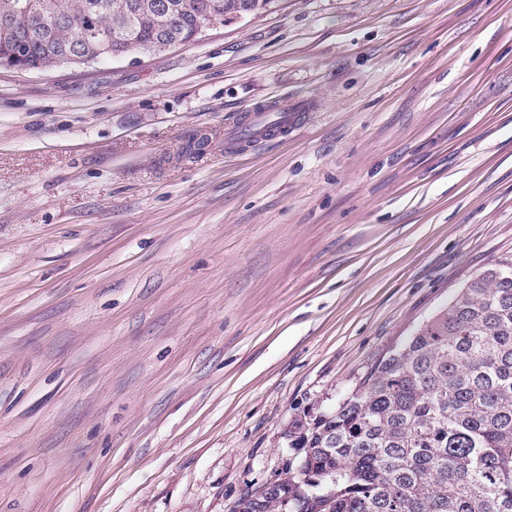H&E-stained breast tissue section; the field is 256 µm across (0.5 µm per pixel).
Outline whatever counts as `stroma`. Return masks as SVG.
<instances>
[{
	"label": "stroma",
	"mask_w": 512,
	"mask_h": 512,
	"mask_svg": "<svg viewBox=\"0 0 512 512\" xmlns=\"http://www.w3.org/2000/svg\"><path fill=\"white\" fill-rule=\"evenodd\" d=\"M286 96V137L227 143ZM507 255L512 0H281L0 66V512H234Z\"/></svg>",
	"instance_id": "35a3bbf8"
}]
</instances>
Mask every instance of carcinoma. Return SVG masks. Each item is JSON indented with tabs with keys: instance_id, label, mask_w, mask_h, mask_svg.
<instances>
[{
	"instance_id": "1",
	"label": "carcinoma",
	"mask_w": 512,
	"mask_h": 512,
	"mask_svg": "<svg viewBox=\"0 0 512 512\" xmlns=\"http://www.w3.org/2000/svg\"><path fill=\"white\" fill-rule=\"evenodd\" d=\"M0 0V60L50 70L198 39L211 18L279 0ZM269 497L235 512H512V255L475 274L332 409L296 425Z\"/></svg>"
}]
</instances>
